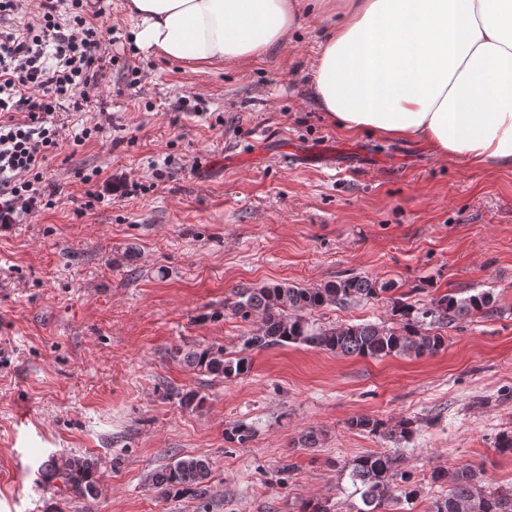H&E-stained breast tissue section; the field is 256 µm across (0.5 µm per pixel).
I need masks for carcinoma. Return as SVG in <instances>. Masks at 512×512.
<instances>
[{"label":"carcinoma","mask_w":512,"mask_h":512,"mask_svg":"<svg viewBox=\"0 0 512 512\" xmlns=\"http://www.w3.org/2000/svg\"><path fill=\"white\" fill-rule=\"evenodd\" d=\"M388 291L384 284L368 276L348 274L318 288L289 283L267 284L260 288H239L235 300L224 305L245 322L257 320L243 339L241 350L229 356L222 346H206L182 353L173 349L171 356L210 376L230 380L247 375L252 368L250 352L288 343L307 345L332 353L384 358L434 354L442 349L445 337L440 330L474 313L493 311V296L483 291L464 299L444 294L428 304L416 305L397 301L393 313L404 319L399 328L370 322L321 325L311 320V313L331 306H344L362 299H373ZM187 409H198L204 396L198 391L168 390ZM416 420L407 418L394 426L366 415L353 417L349 426L388 441L410 439ZM254 437L251 425L241 421L226 432L231 443L245 445ZM42 470L61 482L64 490L84 500L96 498V462L88 457L58 460L50 457ZM348 473L353 491L348 495L346 512H386L399 497L394 493L396 481L408 482L397 469V457L386 452L362 455L342 467ZM211 474L210 463L200 456H183L160 468L152 482L162 495L193 494L203 497ZM434 483L449 482L448 493L435 502L432 512H512V492H491L479 481V472L468 466L448 474L432 471Z\"/></svg>","instance_id":"obj_1"}]
</instances>
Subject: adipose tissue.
Returning a JSON list of instances; mask_svg holds the SVG:
<instances>
[{"instance_id": "obj_1", "label": "adipose tissue", "mask_w": 512, "mask_h": 512, "mask_svg": "<svg viewBox=\"0 0 512 512\" xmlns=\"http://www.w3.org/2000/svg\"><path fill=\"white\" fill-rule=\"evenodd\" d=\"M310 9L336 18L310 91L339 130L512 169V0H130V33L176 63L240 66Z\"/></svg>"}]
</instances>
